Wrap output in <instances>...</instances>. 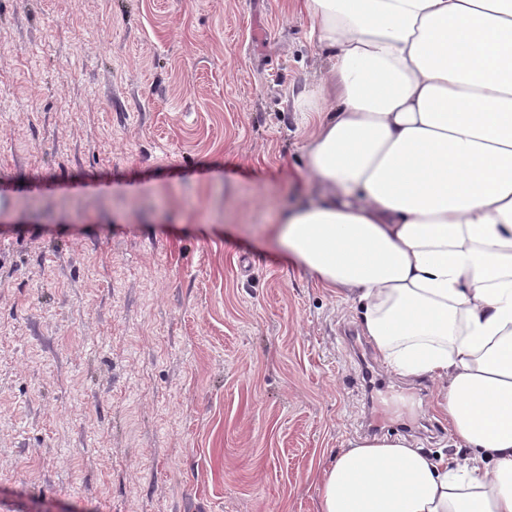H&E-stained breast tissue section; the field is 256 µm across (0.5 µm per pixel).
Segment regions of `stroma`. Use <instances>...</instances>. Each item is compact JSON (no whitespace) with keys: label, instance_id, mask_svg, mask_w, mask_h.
<instances>
[{"label":"stroma","instance_id":"obj_1","mask_svg":"<svg viewBox=\"0 0 512 512\" xmlns=\"http://www.w3.org/2000/svg\"><path fill=\"white\" fill-rule=\"evenodd\" d=\"M326 67L293 0H0V512H318L373 412L462 455L272 236Z\"/></svg>","mask_w":512,"mask_h":512}]
</instances>
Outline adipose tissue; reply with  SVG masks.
<instances>
[{"label":"adipose tissue","mask_w":512,"mask_h":512,"mask_svg":"<svg viewBox=\"0 0 512 512\" xmlns=\"http://www.w3.org/2000/svg\"><path fill=\"white\" fill-rule=\"evenodd\" d=\"M330 55L300 105L324 190L273 229L385 365L447 381L469 457L342 449L318 512H512V0H296Z\"/></svg>","instance_id":"1"}]
</instances>
